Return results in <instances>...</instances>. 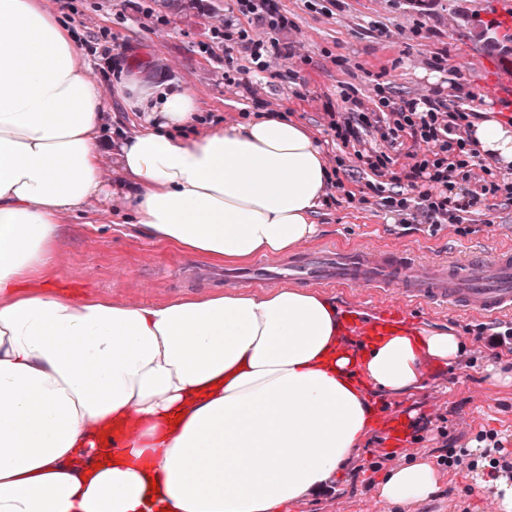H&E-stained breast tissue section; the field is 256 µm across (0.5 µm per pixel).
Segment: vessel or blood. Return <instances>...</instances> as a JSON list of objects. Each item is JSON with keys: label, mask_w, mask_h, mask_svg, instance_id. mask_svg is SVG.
Segmentation results:
<instances>
[{"label": "vessel or blood", "mask_w": 512, "mask_h": 512, "mask_svg": "<svg viewBox=\"0 0 512 512\" xmlns=\"http://www.w3.org/2000/svg\"><path fill=\"white\" fill-rule=\"evenodd\" d=\"M485 68L491 93L512 104V68L492 62ZM224 276L258 284L293 281L321 288L371 289L384 308L378 318L365 319L352 307L344 308L339 316L343 333L352 337V348L357 353L377 337L397 331L403 312L417 305L443 302L482 318L512 312V249L444 266L374 247L339 246L306 250L287 264L228 268ZM381 426L393 453L401 454L409 437L405 414L391 413Z\"/></svg>", "instance_id": "1"}]
</instances>
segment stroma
Here are the masks:
<instances>
[{"label":"stroma","instance_id":"1","mask_svg":"<svg viewBox=\"0 0 512 512\" xmlns=\"http://www.w3.org/2000/svg\"><path fill=\"white\" fill-rule=\"evenodd\" d=\"M49 0L73 30L79 44L92 55L94 74L110 89L114 67L95 46V35L108 28L127 59H148L150 67L173 85L195 89L202 114L220 124L243 122L245 115L286 114L305 125L324 146L328 160L340 149L328 133L329 115L343 111L341 92L354 87L364 109L374 111L380 93L395 99L430 94L443 87L457 104L480 112L492 110L500 121L512 119L504 104L486 89L480 60L512 63V28L497 24L496 0H423L417 12L411 0H335L329 10L309 8L305 0H279L291 24L280 34L291 54L273 59L277 78H254L251 87L224 77V48L212 54L198 51L214 28L224 23L230 0H148L156 14L167 16L165 26L132 9L124 0ZM499 34L488 44V31ZM317 235L310 247L329 245L378 246L407 251L427 261H458L475 252L492 254L512 246V202L489 200L472 216L469 233L458 225L397 224L380 205H322L316 215ZM53 262L19 281L20 292L41 291L43 285L63 297L107 299L115 303L166 304L181 297L239 290L260 295L264 285L224 284L200 276L203 260L152 238L133 220L127 202L118 195L91 200L84 212L67 216L54 243ZM419 329L449 328L463 337L458 359L447 364L428 361L424 382L412 393L391 397L372 395L377 412H400L409 420L430 419L419 440L409 441L406 458L433 456L444 438L456 447H476L483 431L498 433L512 449V382L494 383L486 372L497 364L512 373V355L493 360L488 347L479 346L473 330L477 320L449 305L416 309ZM388 443L379 426H372L351 467L363 470V480L338 479L331 489L298 501L288 512H367L376 491L366 478L381 481L400 464L387 461L381 471L370 465ZM493 488L468 471L439 468L435 491L405 506L382 512H480L479 503Z\"/></svg>","mask_w":512,"mask_h":512}]
</instances>
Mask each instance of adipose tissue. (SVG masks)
Masks as SVG:
<instances>
[{"label": "adipose tissue", "mask_w": 512, "mask_h": 512, "mask_svg": "<svg viewBox=\"0 0 512 512\" xmlns=\"http://www.w3.org/2000/svg\"><path fill=\"white\" fill-rule=\"evenodd\" d=\"M111 95L146 115L116 155L151 236L221 263L317 234L330 172L302 124L259 116L186 136L197 93L136 68ZM102 111L48 0H0V512H282L323 492L361 446L370 392L410 393L460 339L401 331L355 356L335 307L295 287L153 306L15 293L51 261L65 217L105 190ZM473 138L512 164V128L484 119ZM116 429L120 447L95 451ZM436 482L421 457L377 497L408 504Z\"/></svg>", "instance_id": "ef3b65f1"}]
</instances>
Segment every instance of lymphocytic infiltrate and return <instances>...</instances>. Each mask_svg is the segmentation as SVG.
Wrapping results in <instances>:
<instances>
[{"mask_svg": "<svg viewBox=\"0 0 512 512\" xmlns=\"http://www.w3.org/2000/svg\"><path fill=\"white\" fill-rule=\"evenodd\" d=\"M235 13L227 17L223 28L213 30L212 40L200 44L202 53H210L214 45L224 47L225 66L233 68L234 49L248 53L254 73H265L271 60L281 54L284 45L279 33L290 21L278 0H232ZM262 24L274 37L264 41L253 38L239 27L236 15ZM344 111L330 115L329 129L333 143L354 147L357 173L366 175V192L358 196L346 190L342 180H335L341 201L367 204L380 199L382 206L397 223L410 224L423 219L431 225L464 224L468 216L487 197L512 201V167L502 169L484 165L472 148V114L448 101L441 89L424 97L394 100L380 96L379 108L366 112L355 93H343ZM397 146L402 136L430 144L428 154L394 171L395 160L377 148L367 146L370 136ZM486 444L479 452L443 445L437 462L449 470H482L489 480L512 478V451L506 450L494 434H486Z\"/></svg>", "mask_w": 512, "mask_h": 512, "instance_id": "1", "label": "lymphocytic infiltrate"}]
</instances>
